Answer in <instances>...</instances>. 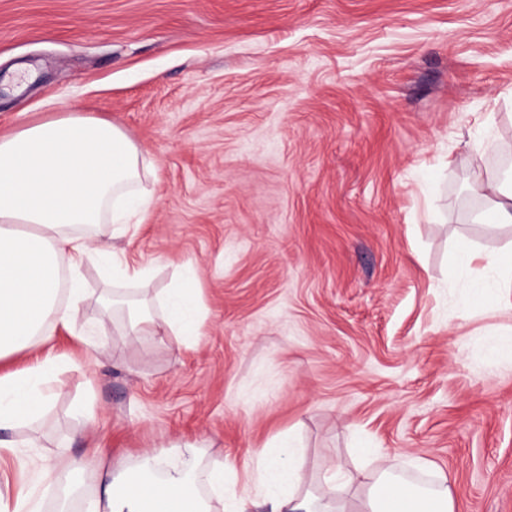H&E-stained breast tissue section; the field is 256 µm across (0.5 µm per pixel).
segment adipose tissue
<instances>
[{"label": "adipose tissue", "instance_id": "adipose-tissue-1", "mask_svg": "<svg viewBox=\"0 0 512 512\" xmlns=\"http://www.w3.org/2000/svg\"><path fill=\"white\" fill-rule=\"evenodd\" d=\"M157 176L147 151L136 145L111 121L71 113L26 125L0 137V359L34 347L36 338L50 339L57 328L87 335L78 320L88 295L82 267L101 265L113 277L142 280L146 266L125 263L110 243L93 234L110 228L112 240L125 236L131 219L146 222L151 195L144 180ZM469 188L485 203L478 216L486 224L512 223V191L473 166ZM484 260L495 271L491 280L468 285L471 296L498 298L512 289V252L479 255L467 249L461 265ZM66 288H59V278ZM125 332L135 339L166 336L189 345L199 335L205 313L196 275L183 277L163 296V313L154 315L139 300L122 301ZM60 359L46 354L20 371L0 375V429L33 423L44 411ZM351 470L336 463L321 474L316 490L306 487L307 476L294 439L281 440L278 452L260 449L247 461L253 484L225 493L224 465L206 472L209 495H201L187 458L198 448L145 449L133 457L109 458L94 449L91 459H73L59 451L75 475L95 469L99 494L86 497L83 512H213V499L228 498L229 512H345L344 502L363 492L359 512H463L453 495L446 471L429 467L419 458L409 467L428 470L431 486L412 483L390 466L374 465L368 449ZM24 463L32 476L14 496L0 495V512H40L36 489L49 474L37 455Z\"/></svg>", "mask_w": 512, "mask_h": 512}]
</instances>
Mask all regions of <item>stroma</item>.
<instances>
[{
  "label": "stroma",
  "mask_w": 512,
  "mask_h": 512,
  "mask_svg": "<svg viewBox=\"0 0 512 512\" xmlns=\"http://www.w3.org/2000/svg\"><path fill=\"white\" fill-rule=\"evenodd\" d=\"M76 106L152 155V215L114 246L153 293L193 267L205 326L128 341L101 299L129 284L85 267L97 345L58 331L45 413L0 441L193 445L239 485L291 430L308 475L363 445L512 512V310L463 306L457 262L512 249L467 188L512 156V0H0V136ZM51 480L42 512L97 489Z\"/></svg>",
  "instance_id": "obj_1"
}]
</instances>
